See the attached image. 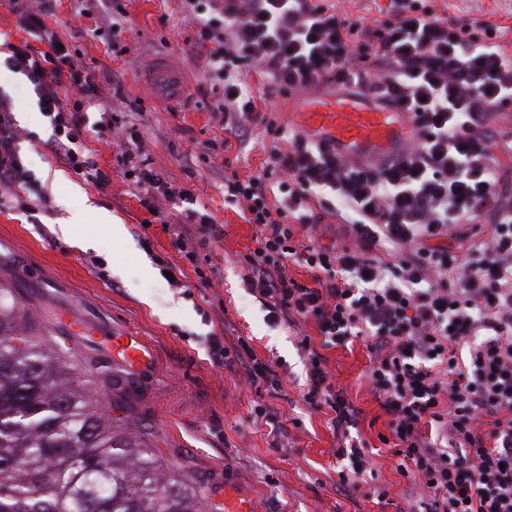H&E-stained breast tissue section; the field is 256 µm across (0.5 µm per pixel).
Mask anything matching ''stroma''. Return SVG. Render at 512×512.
<instances>
[{
	"mask_svg": "<svg viewBox=\"0 0 512 512\" xmlns=\"http://www.w3.org/2000/svg\"><path fill=\"white\" fill-rule=\"evenodd\" d=\"M121 52H113L96 30L95 0H56L47 27L68 46L77 66L99 88V107L85 114L82 145L111 183L98 188L59 163L49 148L52 128L39 110L27 78L8 60L7 46L26 39L16 13L0 5V98L16 122L17 148L31 185L18 188L0 207V279L9 283L19 308L58 348L68 352L80 380L91 387L121 424L152 448L164 468L201 488L211 498L218 483L229 484L252 505V512H411L413 499L396 471V458H374V476L359 489L345 490L334 469L336 442L329 411L308 409L302 400L305 360L300 335L312 326L289 329L271 324L247 286L243 257L254 248L255 229L238 210L224 204V178L256 175L265 158L266 125L291 134L293 112L306 95L273 94L262 109L265 124L249 138L233 142L220 158L202 160L208 141L228 132L215 105L221 88L207 84L190 58L194 25L181 0H120ZM448 15L482 18L504 27L502 43L512 51V0H433ZM180 75L179 88L153 80L157 59ZM135 125L139 159L167 183L187 191L193 208L221 228L217 238L200 237L184 203L164 197L144 200L119 172L113 149L97 133L102 117ZM111 215L124 225L116 239L99 222ZM77 223V236L96 250L62 236L59 227ZM185 234L197 264L183 263L171 245ZM184 266L182 285L160 274L164 264ZM153 267L145 275V267ZM94 331L86 338L71 322ZM225 345L246 336L258 359L279 363L283 393L258 394L242 369L213 365L209 338ZM139 336L150 364L130 370L114 353L111 337ZM337 390L360 411L359 435L379 446L388 417L367 385L369 359L361 341L325 349ZM288 420L272 445L256 404ZM390 502H376L379 492Z\"/></svg>",
	"mask_w": 512,
	"mask_h": 512,
	"instance_id": "1",
	"label": "stroma"
}]
</instances>
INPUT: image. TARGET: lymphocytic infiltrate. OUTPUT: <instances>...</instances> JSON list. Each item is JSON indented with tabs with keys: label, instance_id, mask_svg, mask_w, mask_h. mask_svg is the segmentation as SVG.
<instances>
[{
	"label": "lymphocytic infiltrate",
	"instance_id": "obj_1",
	"mask_svg": "<svg viewBox=\"0 0 512 512\" xmlns=\"http://www.w3.org/2000/svg\"><path fill=\"white\" fill-rule=\"evenodd\" d=\"M195 25L192 59L221 87L224 126L244 137L262 121L258 99L241 84L260 73L275 92L356 87L409 113L416 141L398 160L354 164L302 135L273 139L262 174L227 179L224 202L253 224L247 283L276 323L307 322L310 409L331 412L339 482L358 487L371 459L352 437L360 412L335 390L323 348L359 339L369 353L368 384L389 417L379 440L402 480L418 489L423 512H512V186L488 120L512 99V53L497 24L437 13L429 0H389L380 26L338 12L328 0H183ZM49 118L60 163L94 184L110 182L79 145L83 110L96 86L56 38L45 49L12 46ZM70 86L72 105L58 97ZM125 179L148 198L169 196L159 176L135 162V127H105ZM11 115L0 108V205L26 179ZM328 194L345 242H299L316 227L313 203ZM487 237L465 253L443 246L449 231L482 217ZM308 272L290 273V265ZM219 367L242 363L255 388L281 390L273 363L248 339L234 348L210 339Z\"/></svg>",
	"mask_w": 512,
	"mask_h": 512
}]
</instances>
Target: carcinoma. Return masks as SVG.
Wrapping results in <instances>:
<instances>
[{"label":"carcinoma","mask_w":512,"mask_h":512,"mask_svg":"<svg viewBox=\"0 0 512 512\" xmlns=\"http://www.w3.org/2000/svg\"><path fill=\"white\" fill-rule=\"evenodd\" d=\"M201 492L161 471L29 328L0 284V512H201Z\"/></svg>","instance_id":"obj_1"}]
</instances>
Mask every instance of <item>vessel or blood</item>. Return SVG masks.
I'll use <instances>...</instances> for the list:
<instances>
[{
  "mask_svg": "<svg viewBox=\"0 0 512 512\" xmlns=\"http://www.w3.org/2000/svg\"><path fill=\"white\" fill-rule=\"evenodd\" d=\"M297 118L313 141L326 142L362 165L399 158L415 137L405 113L367 107L353 95L319 96L300 108ZM111 343L125 367L147 363L148 349L140 337L116 336Z\"/></svg>",
  "mask_w": 512,
  "mask_h": 512,
  "instance_id": "vessel-or-blood-1",
  "label": "vessel or blood"
}]
</instances>
